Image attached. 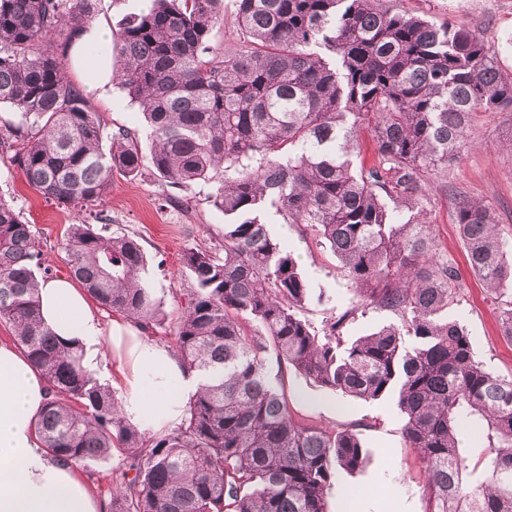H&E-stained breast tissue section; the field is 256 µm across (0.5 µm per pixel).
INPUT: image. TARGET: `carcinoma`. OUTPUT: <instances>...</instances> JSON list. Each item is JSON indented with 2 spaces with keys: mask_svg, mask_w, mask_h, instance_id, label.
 Returning <instances> with one entry per match:
<instances>
[{
  "mask_svg": "<svg viewBox=\"0 0 512 512\" xmlns=\"http://www.w3.org/2000/svg\"><path fill=\"white\" fill-rule=\"evenodd\" d=\"M97 0H0V156L46 200L101 204L115 173L148 169L165 185L216 183L224 243L185 248L193 288L171 349L200 377L183 421L148 434L83 366L76 341L46 326L40 242L0 198V323L49 382L36 431L50 455L89 469L117 450L108 512H328L337 469L363 446L290 412L289 368L363 401L396 398L403 436L425 465L430 512H512V380L489 372L448 319L455 273L435 259L423 184L466 147L482 114L512 108V75L483 37L395 12L381 0H235L243 35L211 44L223 0H151L109 49L119 88L142 110L109 137L66 71ZM378 165L354 167L364 132ZM270 224H302L335 255L363 309L409 317L350 344L353 311L321 328L300 316L327 302ZM456 224L471 268L491 289L512 284L493 210L462 198ZM72 279L99 307L151 337L164 317L140 243L70 225ZM256 328L249 330L247 324ZM485 438V479L469 485L465 450Z\"/></svg>",
  "mask_w": 512,
  "mask_h": 512,
  "instance_id": "obj_1",
  "label": "carcinoma"
}]
</instances>
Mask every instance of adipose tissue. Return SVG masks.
Here are the masks:
<instances>
[{"mask_svg":"<svg viewBox=\"0 0 512 512\" xmlns=\"http://www.w3.org/2000/svg\"><path fill=\"white\" fill-rule=\"evenodd\" d=\"M38 294L45 323L61 339L79 341L87 369L107 352L124 361L120 406L127 417L155 432L181 422L195 385L170 348L142 339L130 322L103 331L72 279L43 280ZM48 399L45 376L15 345L0 342V512H104L74 469L54 461L38 440Z\"/></svg>","mask_w":512,"mask_h":512,"instance_id":"obj_1","label":"adipose tissue"}]
</instances>
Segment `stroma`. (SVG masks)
<instances>
[{"label": "stroma", "mask_w": 512, "mask_h": 512, "mask_svg": "<svg viewBox=\"0 0 512 512\" xmlns=\"http://www.w3.org/2000/svg\"><path fill=\"white\" fill-rule=\"evenodd\" d=\"M394 10L422 17L434 24L448 22L474 31L495 50L501 68L512 72V0H388ZM148 0H98L97 12L84 42L67 58L71 79L80 82L92 111L105 131L139 127L136 105L114 85L115 58L109 52L86 56L90 42L105 44L125 19L144 11ZM468 147L446 172L428 178L425 221L430 224L438 259L456 271L454 302L448 314L466 330L477 358L491 373L512 378V339L501 329L503 309L512 308V288H486L471 269L455 222L458 199H477L496 214L497 231L512 247V110L482 115L467 132ZM215 185L182 192L164 184L150 171L137 176L115 174L103 205L77 212L45 200L29 187L19 169L0 160V196L31 224L40 241L42 258L52 275L68 273L63 243L71 224L84 220L104 226L106 234L135 238L162 301L166 324H173L186 301L192 279L181 262L185 248H212L224 239V213L212 196ZM272 232L298 262L313 288L324 291L327 304L305 310L313 326L331 315L353 310L343 330L352 342L375 327L399 326L400 313L356 310L357 299L332 253L317 244L298 224H275ZM288 403L297 419L327 429H347L362 443L364 462L354 471L337 470L328 493L329 512H428L423 465L404 437L405 419L393 400L364 402L341 396L309 378L284 374Z\"/></svg>", "instance_id": "1"}]
</instances>
